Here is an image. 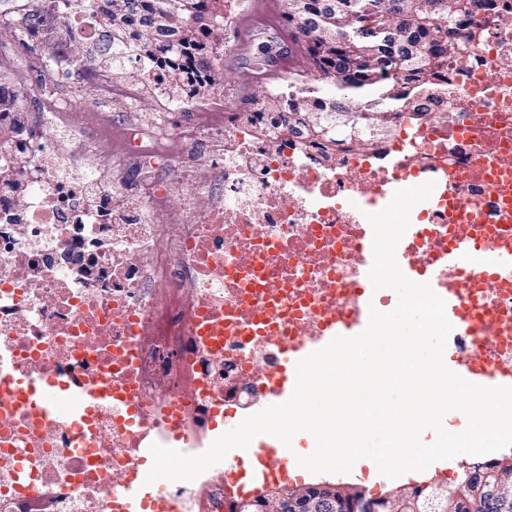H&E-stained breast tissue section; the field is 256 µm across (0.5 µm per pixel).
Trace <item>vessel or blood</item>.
Instances as JSON below:
<instances>
[{
	"mask_svg": "<svg viewBox=\"0 0 512 512\" xmlns=\"http://www.w3.org/2000/svg\"><path fill=\"white\" fill-rule=\"evenodd\" d=\"M433 290L448 304V319L454 328L464 324L465 313L460 306V299L453 288L443 287L438 271H430L427 277ZM372 300L371 294H362L358 300L360 311L342 325L331 327L328 336H321L284 352L280 363L279 377L268 387L267 401L275 405L285 402L292 394L296 381L297 362L327 344L329 337L338 335L354 336L361 333L367 326L369 315L367 308ZM451 369L469 382L483 386H512V375L498 373L474 362H457ZM99 387L82 385L72 389L67 399L60 397L53 390H46L43 397L45 412L65 415L69 412V401H87L101 399ZM229 461L224 465V484L232 489L238 497L250 498L256 495L261 487L288 484L303 480L305 472L297 468L289 451L278 447H268L265 453L258 455L256 465L246 468L236 464V452H229Z\"/></svg>",
	"mask_w": 512,
	"mask_h": 512,
	"instance_id": "obj_1",
	"label": "vessel or blood"
}]
</instances>
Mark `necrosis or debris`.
Returning a JSON list of instances; mask_svg holds the SVG:
<instances>
[{
	"instance_id": "necrosis-or-debris-1",
	"label": "necrosis or debris",
	"mask_w": 512,
	"mask_h": 512,
	"mask_svg": "<svg viewBox=\"0 0 512 512\" xmlns=\"http://www.w3.org/2000/svg\"><path fill=\"white\" fill-rule=\"evenodd\" d=\"M498 3L476 14L447 85L405 111L357 114L335 142L256 103L228 112L172 97L116 126L111 113L78 123L67 103L42 99L7 149L25 157L21 175L0 174V375L96 383L107 397L80 403L78 432L35 396L0 393V512H122L142 447L170 442L175 418L209 447L211 421L262 395L286 347L353 310L365 286L358 212L381 210L394 186L436 183L411 210L398 263L441 267L492 326L462 327L456 356L512 371V275L491 264L512 246V0ZM88 76L101 102L125 107L167 80L157 66L136 85L108 67ZM185 109L190 119L172 125ZM200 152L217 165L200 168ZM174 198L170 222L155 223ZM463 237L478 253L445 267ZM194 484H154L139 512L162 501L228 512L223 473Z\"/></svg>"
}]
</instances>
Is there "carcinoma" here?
Returning a JSON list of instances; mask_svg holds the SVG:
<instances>
[{"label": "carcinoma", "mask_w": 512, "mask_h": 512, "mask_svg": "<svg viewBox=\"0 0 512 512\" xmlns=\"http://www.w3.org/2000/svg\"><path fill=\"white\" fill-rule=\"evenodd\" d=\"M94 0H49L39 16L49 27L61 29L64 14L84 11L98 24L112 23V71L125 70V56L137 62L161 60L168 67V85L173 92L201 98L224 82V73L213 74L202 83L191 79L194 58L212 47L214 30L200 27L195 20L204 17L218 0H110L112 9L103 14L93 10ZM382 12L395 24L393 40L400 44L396 56L379 69H367L352 58L345 42L351 29L343 13L328 14L321 28L295 19L304 0H285L281 17L303 56L302 65L278 78L275 92L267 93L263 106L272 110L299 112L307 116L310 133L330 136L322 120L323 100L329 88L336 90V131L348 127L349 117L373 103L362 91L377 87L388 95L394 108L402 110L416 96L431 90L435 81L448 73V59L468 49L472 38L476 0H378ZM512 472V459L489 460L473 467L463 466L455 489L467 500L474 498V485H482L486 499L500 473L499 464Z\"/></svg>", "instance_id": "carcinoma-1"}]
</instances>
